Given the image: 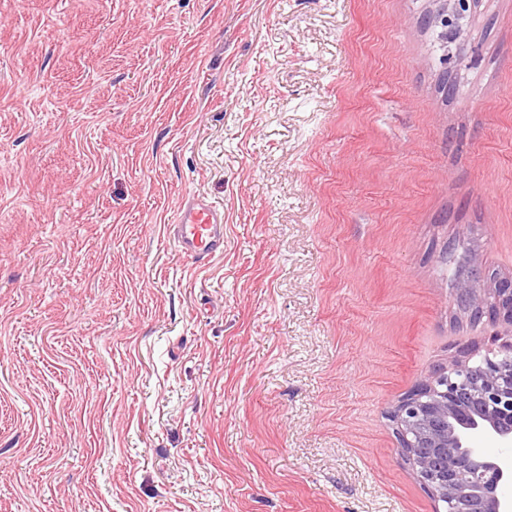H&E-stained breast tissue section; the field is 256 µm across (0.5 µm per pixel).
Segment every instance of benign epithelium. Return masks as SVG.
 Here are the masks:
<instances>
[{"label": "benign epithelium", "mask_w": 512, "mask_h": 512, "mask_svg": "<svg viewBox=\"0 0 512 512\" xmlns=\"http://www.w3.org/2000/svg\"><path fill=\"white\" fill-rule=\"evenodd\" d=\"M459 12V0H437V22ZM461 268L460 302L482 319L512 326V277L486 275L475 249ZM477 355L472 348L458 351L447 368L404 396L391 417L399 447L445 512H512V499L499 495L512 468L480 446L491 438L512 447V337L478 355V362Z\"/></svg>", "instance_id": "benign-epithelium-1"}]
</instances>
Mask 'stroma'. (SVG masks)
<instances>
[{
	"instance_id": "1",
	"label": "stroma",
	"mask_w": 512,
	"mask_h": 512,
	"mask_svg": "<svg viewBox=\"0 0 512 512\" xmlns=\"http://www.w3.org/2000/svg\"><path fill=\"white\" fill-rule=\"evenodd\" d=\"M435 9L0 0V512H436L387 414L505 331L512 0ZM169 229L179 251L200 263L224 254V211L198 197L181 203Z\"/></svg>"
}]
</instances>
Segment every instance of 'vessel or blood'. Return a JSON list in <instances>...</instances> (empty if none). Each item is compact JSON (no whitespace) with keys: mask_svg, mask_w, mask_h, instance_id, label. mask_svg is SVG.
<instances>
[{"mask_svg":"<svg viewBox=\"0 0 512 512\" xmlns=\"http://www.w3.org/2000/svg\"><path fill=\"white\" fill-rule=\"evenodd\" d=\"M170 233L181 253L205 261L224 252V213L202 199H185Z\"/></svg>","mask_w":512,"mask_h":512,"instance_id":"obj_1","label":"vessel or blood"}]
</instances>
